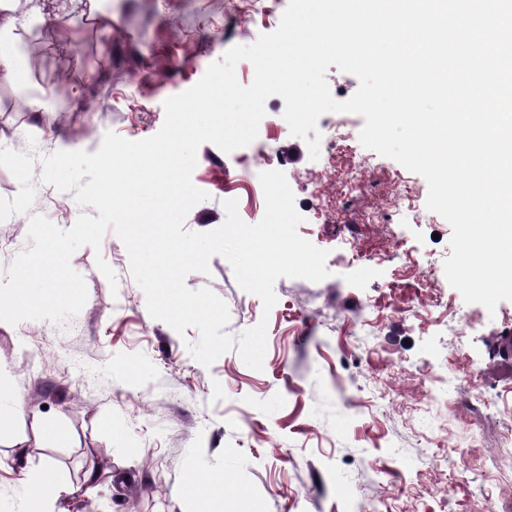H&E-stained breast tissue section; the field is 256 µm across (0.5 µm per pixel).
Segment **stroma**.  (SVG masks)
<instances>
[{
	"instance_id": "1",
	"label": "stroma",
	"mask_w": 512,
	"mask_h": 512,
	"mask_svg": "<svg viewBox=\"0 0 512 512\" xmlns=\"http://www.w3.org/2000/svg\"><path fill=\"white\" fill-rule=\"evenodd\" d=\"M287 4L11 0L0 37L31 42L36 57L23 81L0 77V148L93 153L110 131L153 136L167 98L229 48L274 31ZM284 109L282 98L266 101L248 146L199 147L192 180L209 198L185 227L218 228L229 199L258 223L265 198L255 172L282 162L303 217L297 232L327 250L328 278L278 279L267 313L229 262L212 257L187 287L225 301L231 335L267 319V348L262 370L234 349L207 368L186 347L196 329L181 335L149 315L114 230L99 248L80 247L71 266L88 299L78 315L60 325L0 322V406L18 412L0 431V512H25L27 481L49 466L67 488L57 512H512V301L491 313L448 283L452 229L427 210L422 176L368 149L367 171L337 192L322 159L334 140L361 131L363 117L322 115L314 161ZM410 204L415 219L396 223ZM93 212L73 192L37 184L30 211L0 221V283L32 245L31 216L67 230ZM357 251L374 257L372 267L354 260ZM453 370L462 388L432 395Z\"/></svg>"
}]
</instances>
